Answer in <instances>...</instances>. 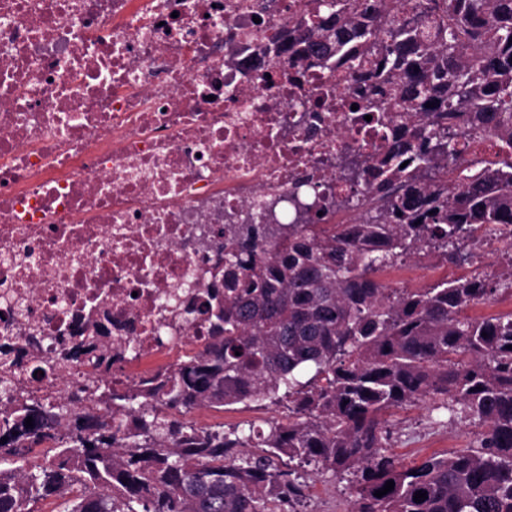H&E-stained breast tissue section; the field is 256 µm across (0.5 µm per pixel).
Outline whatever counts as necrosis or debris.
Returning a JSON list of instances; mask_svg holds the SVG:
<instances>
[{"label":"necrosis or debris","mask_w":512,"mask_h":512,"mask_svg":"<svg viewBox=\"0 0 512 512\" xmlns=\"http://www.w3.org/2000/svg\"><path fill=\"white\" fill-rule=\"evenodd\" d=\"M298 2L0 0V336L35 327L57 349L102 299L112 370L139 380L197 340L182 309L224 261L203 228L361 192L336 158L381 132L304 123L316 55H264Z\"/></svg>","instance_id":"necrosis-or-debris-1"}]
</instances>
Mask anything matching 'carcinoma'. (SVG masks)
I'll list each match as a JSON object with an SVG mask.
<instances>
[{
    "label": "carcinoma",
    "instance_id": "cac0c4a2",
    "mask_svg": "<svg viewBox=\"0 0 512 512\" xmlns=\"http://www.w3.org/2000/svg\"><path fill=\"white\" fill-rule=\"evenodd\" d=\"M316 6L333 25L291 30L288 41L316 39L320 68L346 67L357 88L342 101L319 76L311 111L383 129L384 148L337 166L343 181L370 169L377 181L363 199L293 198L292 224L266 202L261 224L204 230V243L224 242L206 300L188 309L205 317L207 336L135 384L102 377L112 369L109 312L81 320L97 342H76L39 371L79 362L93 369L89 384L0 411V512L47 500L60 512H276L303 500L299 469L310 465L351 476V512H512V312L467 315L512 295V0ZM418 112L427 120L390 135ZM490 138L493 166H458L464 142ZM359 209L358 224L327 223ZM488 243L503 259L492 278L474 268ZM422 252L471 274L414 290L373 278ZM38 349L0 344V386ZM426 399L484 430L415 464L385 454L391 411ZM259 401L287 404L288 422L245 431L181 418ZM45 443L54 454L28 465ZM388 481L394 489L374 496Z\"/></svg>",
    "mask_w": 512,
    "mask_h": 512
}]
</instances>
